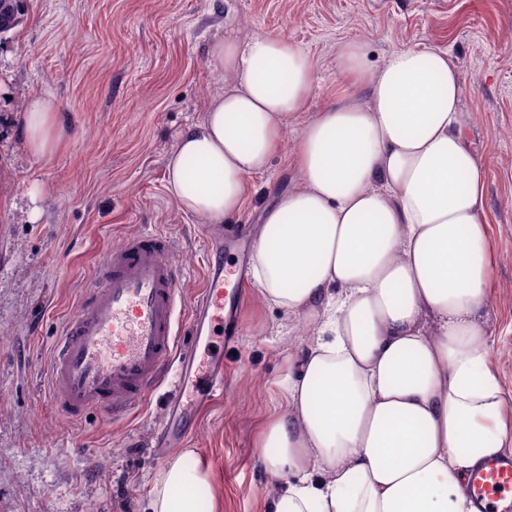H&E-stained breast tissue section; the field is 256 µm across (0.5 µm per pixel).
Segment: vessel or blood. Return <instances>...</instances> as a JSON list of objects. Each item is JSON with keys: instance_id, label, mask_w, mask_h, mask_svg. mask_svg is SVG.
Returning a JSON list of instances; mask_svg holds the SVG:
<instances>
[{"instance_id": "1", "label": "vessel or blood", "mask_w": 512, "mask_h": 512, "mask_svg": "<svg viewBox=\"0 0 512 512\" xmlns=\"http://www.w3.org/2000/svg\"><path fill=\"white\" fill-rule=\"evenodd\" d=\"M170 237L147 233L113 246L76 312L64 323L53 347L49 397L70 417L98 409L112 417L136 412L170 371L190 380L198 406L224 389V362L199 356L204 337L224 330L236 340L235 318L250 268L239 262L234 282L224 276V240L214 237L204 264L203 286L188 319L189 341L179 346L180 274L171 260ZM188 403L177 389L167 404L163 445H179ZM480 512H499L497 503L512 493V459L485 463L471 477Z\"/></svg>"}]
</instances>
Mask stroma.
I'll use <instances>...</instances> for the list:
<instances>
[{
	"label": "stroma",
	"instance_id": "stroma-1",
	"mask_svg": "<svg viewBox=\"0 0 512 512\" xmlns=\"http://www.w3.org/2000/svg\"><path fill=\"white\" fill-rule=\"evenodd\" d=\"M230 31L242 41L282 34L311 57L314 87L288 122L291 144L342 91V44L362 43L372 68L405 47L454 58L463 118L488 162L491 363L512 396V0H23L19 25L0 35V512H144L172 456L155 441L173 383L127 418L94 411L73 420L52 406L47 378L54 341L114 245L171 236L184 305L201 289L208 244L169 193L166 160L224 90L206 49ZM33 91L53 95L69 120L46 160L28 154L15 124ZM287 171L282 153L251 180L225 234L252 241L262 208L294 185ZM36 183L48 194L34 220ZM241 322L240 342L224 354V395L186 442L212 469L216 512H265L273 477L259 437L307 342L253 286Z\"/></svg>",
	"mask_w": 512,
	"mask_h": 512
}]
</instances>
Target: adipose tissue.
Instances as JSON below:
<instances>
[{
	"label": "adipose tissue",
	"mask_w": 512,
	"mask_h": 512,
	"mask_svg": "<svg viewBox=\"0 0 512 512\" xmlns=\"http://www.w3.org/2000/svg\"><path fill=\"white\" fill-rule=\"evenodd\" d=\"M209 56L224 92L182 131L166 183L182 213L220 224L283 150L314 70L278 34L218 39ZM336 68L347 93L304 124L297 184L254 230L262 301L310 337L262 440L268 512H479L468 477L512 453V411L490 363L486 169L459 75L424 47L372 70L356 41ZM17 118L32 157L61 148L50 94H29ZM192 455L172 457L146 512H214L194 496L212 471Z\"/></svg>",
	"instance_id": "adipose-tissue-1"
}]
</instances>
